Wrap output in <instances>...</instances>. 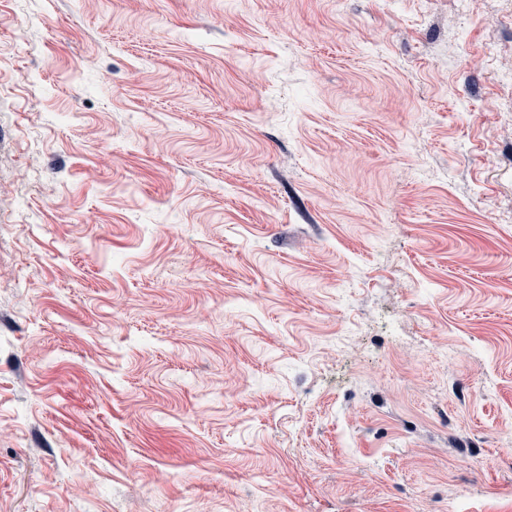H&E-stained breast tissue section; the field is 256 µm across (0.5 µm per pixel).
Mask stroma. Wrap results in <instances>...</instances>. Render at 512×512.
Listing matches in <instances>:
<instances>
[{
	"label": "stroma",
	"mask_w": 512,
	"mask_h": 512,
	"mask_svg": "<svg viewBox=\"0 0 512 512\" xmlns=\"http://www.w3.org/2000/svg\"><path fill=\"white\" fill-rule=\"evenodd\" d=\"M512 0H0V512H512Z\"/></svg>",
	"instance_id": "1"
}]
</instances>
